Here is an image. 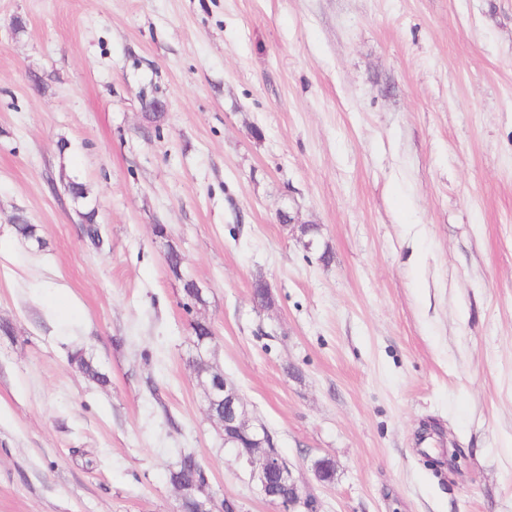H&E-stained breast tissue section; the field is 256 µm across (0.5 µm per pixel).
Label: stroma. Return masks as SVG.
Here are the masks:
<instances>
[{
	"label": "stroma",
	"instance_id": "35a3bbf8",
	"mask_svg": "<svg viewBox=\"0 0 512 512\" xmlns=\"http://www.w3.org/2000/svg\"><path fill=\"white\" fill-rule=\"evenodd\" d=\"M202 317L321 512H512V0H0V512H178L185 452L276 512Z\"/></svg>",
	"mask_w": 512,
	"mask_h": 512
}]
</instances>
